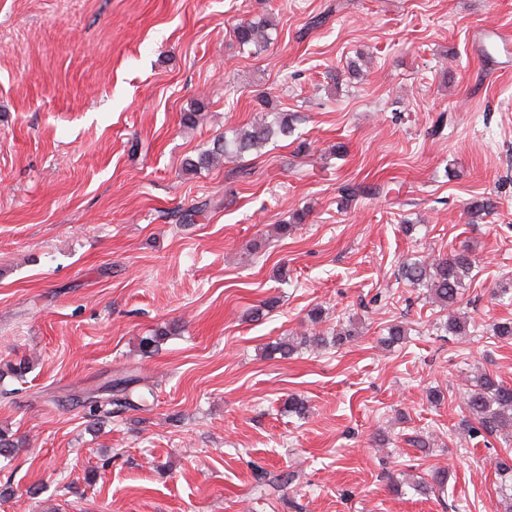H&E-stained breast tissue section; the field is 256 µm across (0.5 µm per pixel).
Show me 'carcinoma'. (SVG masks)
I'll list each match as a JSON object with an SVG mask.
<instances>
[{
    "mask_svg": "<svg viewBox=\"0 0 512 512\" xmlns=\"http://www.w3.org/2000/svg\"><path fill=\"white\" fill-rule=\"evenodd\" d=\"M275 29L272 16L248 20L238 24L234 30L235 38L242 47L261 48L267 45L271 31ZM258 112L273 114V120L267 121L263 116L247 126L233 130L232 138L218 139L213 147L201 152L196 159L187 162L186 170L198 172L216 166L224 158H240L253 151L262 149L267 143L278 138L287 137L294 131L297 117L288 112H275L272 100L266 94L256 97ZM474 259L469 250L457 249L447 257L435 258L430 262L410 259L403 263L402 277L414 286L429 288L434 302L448 309L446 330L453 336L467 335L470 324L468 317L455 312L460 288L469 277ZM170 334L167 327H158L140 339L138 347L143 354H151L159 349ZM327 344V338L316 335L292 336L287 339L269 343L265 346L266 354L280 355L285 359L302 348H321ZM132 380L122 375L113 380L112 398L106 402L90 406V412L98 416L107 414V406L118 409L137 407L134 392L129 390ZM463 402L469 418L462 421L463 430L472 438L480 436L502 435L512 438V387L498 379L496 375L479 372L467 380L463 393ZM23 443L9 432L0 429V456L9 457L18 453ZM498 477L499 496L496 512H512V448L494 457L492 462Z\"/></svg>",
    "mask_w": 512,
    "mask_h": 512,
    "instance_id": "cac0c4a2",
    "label": "carcinoma"
}]
</instances>
